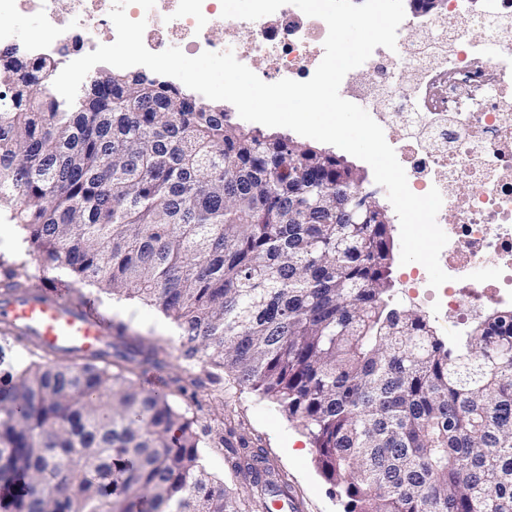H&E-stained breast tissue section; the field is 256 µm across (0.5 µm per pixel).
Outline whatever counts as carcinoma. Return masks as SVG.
<instances>
[{
	"instance_id": "cac0c4a2",
	"label": "carcinoma",
	"mask_w": 512,
	"mask_h": 512,
	"mask_svg": "<svg viewBox=\"0 0 512 512\" xmlns=\"http://www.w3.org/2000/svg\"><path fill=\"white\" fill-rule=\"evenodd\" d=\"M54 68L0 51V206L45 273L172 318L206 366L191 383L227 374L299 422L346 512H512V312L450 343L395 305L388 210L344 156L144 74L100 70L69 105L43 94ZM23 267L0 260V297ZM125 331L114 354L0 369L9 512H242L208 431L132 381L167 363ZM222 443L236 473L267 462Z\"/></svg>"
}]
</instances>
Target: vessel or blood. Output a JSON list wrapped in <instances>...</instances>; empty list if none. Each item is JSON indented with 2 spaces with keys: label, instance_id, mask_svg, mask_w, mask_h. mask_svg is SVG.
Returning a JSON list of instances; mask_svg holds the SVG:
<instances>
[{
  "label": "vessel or blood",
  "instance_id": "b4317fda",
  "mask_svg": "<svg viewBox=\"0 0 512 512\" xmlns=\"http://www.w3.org/2000/svg\"><path fill=\"white\" fill-rule=\"evenodd\" d=\"M0 324L46 352H69L76 357L103 350L112 335L107 316L89 305L65 304L56 289L45 286L0 299Z\"/></svg>",
  "mask_w": 512,
  "mask_h": 512
}]
</instances>
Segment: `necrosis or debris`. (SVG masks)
<instances>
[{"instance_id":"4bbe7bcc","label":"necrosis or debris","mask_w":512,"mask_h":512,"mask_svg":"<svg viewBox=\"0 0 512 512\" xmlns=\"http://www.w3.org/2000/svg\"><path fill=\"white\" fill-rule=\"evenodd\" d=\"M218 0H156L152 10L128 6L130 19H146L143 41L154 53L175 46L194 54L232 49L238 61L270 63L268 79L309 80L324 56L326 23L287 4L255 21L233 20L232 44L213 37L224 19ZM112 0H0L1 12H39V34L19 43L13 26L0 24V47L23 46L34 60L57 68L95 51L93 33L109 23ZM429 32L438 45L421 60L414 42L396 50L376 48L360 70L369 84L390 82L392 91L370 116L391 132L401 121L410 137L393 149L410 190L438 189L437 223L448 236L440 266L450 277L432 288L419 285L434 311L453 308L459 319L492 305L512 309V0H486L470 10L466 0H447ZM414 81H407V74ZM502 270L497 281L476 282L470 273Z\"/></svg>"}]
</instances>
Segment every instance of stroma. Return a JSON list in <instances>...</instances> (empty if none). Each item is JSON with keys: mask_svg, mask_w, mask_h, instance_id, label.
<instances>
[{"mask_svg": "<svg viewBox=\"0 0 512 512\" xmlns=\"http://www.w3.org/2000/svg\"><path fill=\"white\" fill-rule=\"evenodd\" d=\"M0 258L8 261L26 262L31 284L47 282L69 289L79 287L84 298L111 317L113 322L124 323L129 334L143 337L165 358L170 375L192 373L202 375L200 364L184 361L181 347L171 334L161 331L150 319V305L138 299L115 300L92 285H77L74 277L60 273L47 277L36 275L34 256L20 252L0 236ZM169 400L180 409L194 414L199 427L207 428L209 435L201 448L202 462L216 480L224 483L232 495L246 499L253 490V476L248 472L239 475L231 473V459L221 442L225 420L235 422L238 430L245 434L253 446L264 448L271 465L270 472L261 476L266 483V498L271 512H282L287 501H294L299 512H345V503L336 487L322 476L315 457L316 452L302 427L279 411L270 400L259 396L250 389L237 385L233 378H225L223 386L204 384L193 392L181 393L169 388ZM297 438L300 458L288 457L283 448L284 437Z\"/></svg>", "mask_w": 512, "mask_h": 512, "instance_id": "obj_1", "label": "stroma"}]
</instances>
